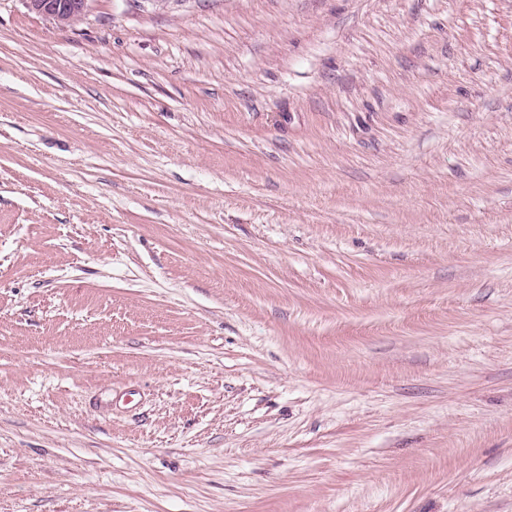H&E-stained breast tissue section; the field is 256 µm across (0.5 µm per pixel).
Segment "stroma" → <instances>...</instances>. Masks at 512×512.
<instances>
[{
	"label": "stroma",
	"mask_w": 512,
	"mask_h": 512,
	"mask_svg": "<svg viewBox=\"0 0 512 512\" xmlns=\"http://www.w3.org/2000/svg\"><path fill=\"white\" fill-rule=\"evenodd\" d=\"M0 512H512V0H0ZM28 8L52 18L61 26L77 23L85 13L88 0H24Z\"/></svg>",
	"instance_id": "1"
}]
</instances>
